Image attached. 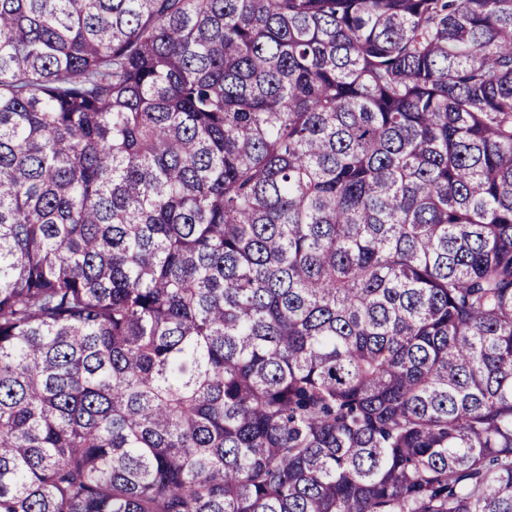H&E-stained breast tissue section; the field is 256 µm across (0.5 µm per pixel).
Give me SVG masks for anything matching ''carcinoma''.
<instances>
[{
    "label": "carcinoma",
    "mask_w": 512,
    "mask_h": 512,
    "mask_svg": "<svg viewBox=\"0 0 512 512\" xmlns=\"http://www.w3.org/2000/svg\"><path fill=\"white\" fill-rule=\"evenodd\" d=\"M0 512H512V0H0Z\"/></svg>",
    "instance_id": "1"
}]
</instances>
